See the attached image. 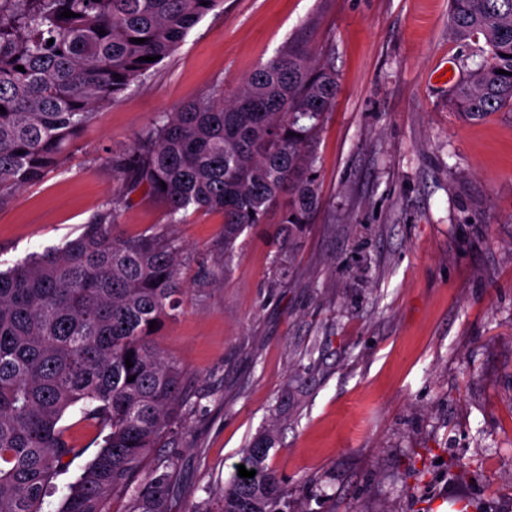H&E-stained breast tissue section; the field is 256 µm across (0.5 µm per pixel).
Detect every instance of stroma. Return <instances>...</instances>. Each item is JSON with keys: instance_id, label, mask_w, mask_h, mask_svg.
<instances>
[{"instance_id": "1", "label": "stroma", "mask_w": 512, "mask_h": 512, "mask_svg": "<svg viewBox=\"0 0 512 512\" xmlns=\"http://www.w3.org/2000/svg\"><path fill=\"white\" fill-rule=\"evenodd\" d=\"M330 59L320 208L276 277L280 225L224 251V218L173 226L187 293L157 342L184 373L172 512L207 501L272 431L285 512H512V112L462 120L426 75L469 46L448 0H224L102 108L61 168L0 205V270L62 248L162 112L234 94L282 47ZM313 357H305L307 348Z\"/></svg>"}]
</instances>
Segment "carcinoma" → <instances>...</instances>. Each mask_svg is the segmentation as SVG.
Masks as SVG:
<instances>
[{
	"mask_svg": "<svg viewBox=\"0 0 512 512\" xmlns=\"http://www.w3.org/2000/svg\"><path fill=\"white\" fill-rule=\"evenodd\" d=\"M222 2L0 0V189L61 167L98 109L150 78ZM66 9L76 16L61 17ZM449 16L457 38L478 36L484 46L480 61H460L448 104L467 120L512 112V0H450ZM338 93L333 65L295 46L230 98L215 83L112 155V198L74 239L0 272V512H41L53 480L85 454L63 425L76 409L102 439L57 512H111L115 499L127 500L126 512H171L175 461L159 459L136 477L185 408L183 371L149 329L178 312L183 247L166 225L119 235L118 219L136 194L164 204L171 224L190 208L218 211L227 254L275 212L278 270L288 274L287 254L320 206L317 139ZM273 445L270 431L249 442L244 465L256 474L219 488L216 512H283L266 464Z\"/></svg>",
	"mask_w": 512,
	"mask_h": 512,
	"instance_id": "1",
	"label": "carcinoma"
}]
</instances>
